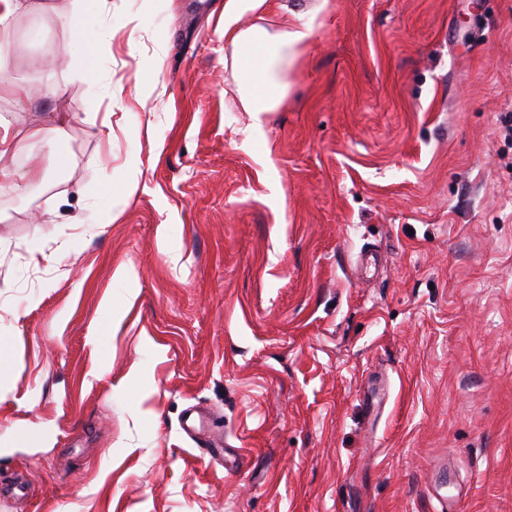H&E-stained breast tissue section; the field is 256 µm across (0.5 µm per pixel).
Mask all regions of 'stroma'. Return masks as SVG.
Returning a JSON list of instances; mask_svg holds the SVG:
<instances>
[{"mask_svg":"<svg viewBox=\"0 0 512 512\" xmlns=\"http://www.w3.org/2000/svg\"><path fill=\"white\" fill-rule=\"evenodd\" d=\"M284 1L318 18L259 115L224 0L11 21L27 97L0 119L51 132L17 157L47 180L0 191V482L23 487L0 512H512V0L242 24ZM77 14L112 33L95 81ZM156 66L164 95L136 93ZM191 407L243 467L197 447Z\"/></svg>","mask_w":512,"mask_h":512,"instance_id":"1","label":"stroma"}]
</instances>
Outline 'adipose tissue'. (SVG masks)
Returning <instances> with one entry per match:
<instances>
[{"mask_svg":"<svg viewBox=\"0 0 512 512\" xmlns=\"http://www.w3.org/2000/svg\"><path fill=\"white\" fill-rule=\"evenodd\" d=\"M267 0H225L224 41L233 51V66L241 107L248 112L274 111L284 99L285 70L298 54L308 29L286 27L271 32L260 25L237 24L240 10L265 8ZM42 127H31L25 138L13 139L9 130L0 131V190L18 188L19 173L14 158L26 140L43 137Z\"/></svg>","mask_w":512,"mask_h":512,"instance_id":"ef3b65f1","label":"adipose tissue"}]
</instances>
